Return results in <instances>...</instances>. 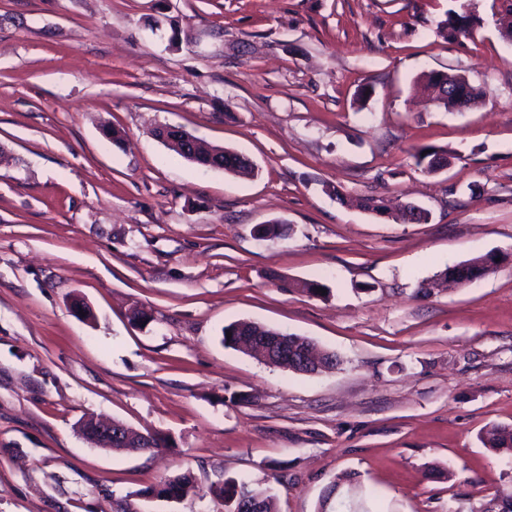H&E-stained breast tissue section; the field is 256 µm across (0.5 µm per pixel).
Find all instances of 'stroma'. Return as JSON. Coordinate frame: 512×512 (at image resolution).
I'll use <instances>...</instances> for the list:
<instances>
[{
  "label": "stroma",
  "mask_w": 512,
  "mask_h": 512,
  "mask_svg": "<svg viewBox=\"0 0 512 512\" xmlns=\"http://www.w3.org/2000/svg\"><path fill=\"white\" fill-rule=\"evenodd\" d=\"M464 3L481 25L447 38L439 23ZM500 9L0 0V512H224L211 490L228 478L271 489L278 512H498L512 457L482 439L512 427ZM432 71L464 76L481 103L417 93ZM160 125L247 156L254 175L186 161ZM427 146L450 165L421 171ZM372 196L429 221L358 207ZM275 220L281 236L259 237ZM493 252V271L420 293ZM311 280L326 293L302 291ZM240 320L338 363L268 366L224 346ZM92 416L167 442L93 446L77 429ZM180 474L196 493L153 497Z\"/></svg>",
  "instance_id": "35a3bbf8"
}]
</instances>
